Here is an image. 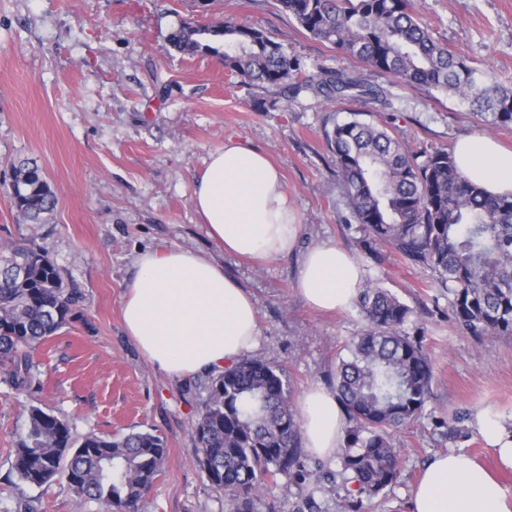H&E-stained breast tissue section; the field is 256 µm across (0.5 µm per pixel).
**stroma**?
<instances>
[{
    "label": "stroma",
    "instance_id": "1",
    "mask_svg": "<svg viewBox=\"0 0 512 512\" xmlns=\"http://www.w3.org/2000/svg\"><path fill=\"white\" fill-rule=\"evenodd\" d=\"M420 17L438 42L512 88V0H422ZM185 20L262 29L304 64L382 85L393 108L326 105L307 94L288 101L275 88L243 83L215 58L170 46L171 30ZM351 112L412 149H450L471 134L512 149V127H489L457 99L406 86L313 39L278 0H0V251L41 245L81 295L77 318L34 351L32 388L0 383V512L28 504L34 512H97L65 478L41 488L18 479L13 451L33 406L66 419L79 437L162 436L168 459L140 512H227L194 452L209 376H168L142 357L122 324L134 259L149 247L191 249L223 263L256 302L252 357L286 370L297 399L328 384L345 342L367 327L356 307L323 314L294 289L304 250L341 247L366 280L415 309L409 332L423 334L434 366L423 415L393 434L401 481L386 498L364 500L362 512H411L426 463L451 449L512 489V471L472 425L473 413L491 406L512 426V337L477 340L457 329L431 270L386 247L380 260L370 259L356 225L343 223L347 202L325 132ZM229 137L264 151L282 172L301 225L298 252L258 266L208 237L191 198L210 154ZM23 162L39 166L56 196L48 223L24 219L10 197ZM452 417L462 431L453 443L434 426Z\"/></svg>",
    "mask_w": 512,
    "mask_h": 512
}]
</instances>
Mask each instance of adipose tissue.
Listing matches in <instances>:
<instances>
[{
  "mask_svg": "<svg viewBox=\"0 0 512 512\" xmlns=\"http://www.w3.org/2000/svg\"><path fill=\"white\" fill-rule=\"evenodd\" d=\"M458 167L494 196L512 194V150L474 135L454 147ZM192 207L208 237L226 252L263 265L292 254L300 225L279 170L266 153L225 141L197 181ZM122 297L124 329L139 352L174 378L223 370L253 350L259 329L256 304L224 267L189 249L149 248L135 260ZM364 281L361 265L332 244L308 249L296 288L321 312L348 308ZM302 446L310 455L335 456L346 417L332 388L322 384L300 399ZM473 426L512 470V431L491 407L477 410ZM412 512H512V491L471 457L435 456L412 490Z\"/></svg>",
  "mask_w": 512,
  "mask_h": 512,
  "instance_id": "adipose-tissue-1",
  "label": "adipose tissue"
}]
</instances>
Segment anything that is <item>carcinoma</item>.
Here are the masks:
<instances>
[{
    "label": "carcinoma",
    "mask_w": 512,
    "mask_h": 512,
    "mask_svg": "<svg viewBox=\"0 0 512 512\" xmlns=\"http://www.w3.org/2000/svg\"><path fill=\"white\" fill-rule=\"evenodd\" d=\"M278 2L311 37L410 87L445 91L492 127H512V89L439 43L421 22L416 0ZM169 43L184 54L217 56L245 80L279 88L286 98L307 92L326 104L364 99L391 105L382 86L323 64L309 71L255 27L184 21ZM325 137L349 208L345 222L359 225L365 251L386 246L432 270L462 331L511 337L512 195L485 194L446 149L414 151L387 129L355 117L333 122ZM10 195L36 224L46 223L55 207L35 164L16 171ZM78 302L68 273L44 247L33 243L0 257L1 382L17 390L31 384V352L73 320ZM355 306L367 329L345 345L330 379L346 415L339 476L355 485L341 512H358L360 496L378 497L397 482L401 454L391 431L421 417L434 376L423 339L407 332L412 307L371 284L361 288ZM193 432L209 486L224 493L230 512H253L265 481L279 475L305 492L308 512H319L314 495L337 476L307 468L290 379L258 358L211 378ZM167 452L163 437L149 431L77 437L66 420L32 406L12 467L35 487L65 476L71 490L101 512H137Z\"/></svg>",
    "instance_id": "1"
}]
</instances>
